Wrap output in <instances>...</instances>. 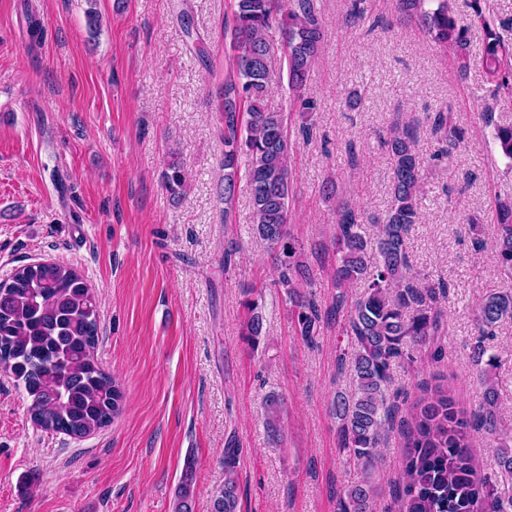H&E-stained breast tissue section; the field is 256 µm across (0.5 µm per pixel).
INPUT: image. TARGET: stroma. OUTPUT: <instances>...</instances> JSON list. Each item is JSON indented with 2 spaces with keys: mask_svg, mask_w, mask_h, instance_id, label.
<instances>
[{
  "mask_svg": "<svg viewBox=\"0 0 512 512\" xmlns=\"http://www.w3.org/2000/svg\"><path fill=\"white\" fill-rule=\"evenodd\" d=\"M233 5L97 0L93 37L85 0H0V281L36 261L77 269L100 303L96 356L126 404L86 438L47 432L0 368V512H173L189 464L195 512H209L231 435L240 447L239 512H337L344 487L363 477L339 451L331 411L335 392L350 388L336 367L342 319L324 322L314 345L295 336L289 303L273 286V256L253 229L246 177L232 206L219 195L215 109L230 69L224 23ZM314 6L323 43L307 93L320 108L291 158L290 231L315 297L325 310L336 303L337 202L361 213L369 237L389 206L391 165L378 131L394 121L416 127L423 195L408 250L418 272L448 286L445 331L441 361L396 367L390 389L413 394L441 373L460 408L475 411L480 345L497 358L498 405L512 429V319L489 336L474 321L482 295L512 291L494 249V207L512 199V161L492 140L494 126L512 124V105L482 94L481 32H472L462 77L451 53L399 19L395 0H367L365 24L348 21L349 0ZM34 21L45 29L37 45ZM354 90L362 105L345 110ZM444 106L466 137L442 158L428 117ZM173 156L187 173L177 201L161 181ZM231 242L238 251L228 261ZM246 288L261 296L255 348L242 335ZM271 391L287 406L276 442L262 419ZM402 446L399 430L390 431L374 475L380 512H399L391 489Z\"/></svg>",
  "mask_w": 512,
  "mask_h": 512,
  "instance_id": "35a3bbf8",
  "label": "stroma"
}]
</instances>
